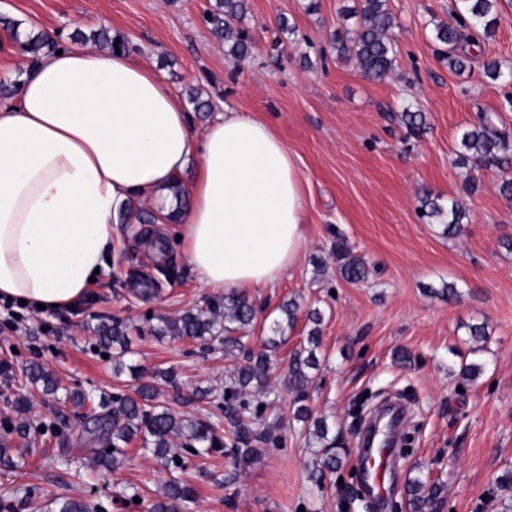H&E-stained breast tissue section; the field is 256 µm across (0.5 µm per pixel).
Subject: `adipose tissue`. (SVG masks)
Instances as JSON below:
<instances>
[{"label": "adipose tissue", "mask_w": 512, "mask_h": 512, "mask_svg": "<svg viewBox=\"0 0 512 512\" xmlns=\"http://www.w3.org/2000/svg\"><path fill=\"white\" fill-rule=\"evenodd\" d=\"M179 224L198 282L270 288L297 263L306 208L295 154L267 122L225 111L196 135L181 97L127 53L66 48L24 68L0 106V301L69 308L112 251V221L188 164Z\"/></svg>", "instance_id": "1"}]
</instances>
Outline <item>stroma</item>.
Instances as JSON below:
<instances>
[{"mask_svg":"<svg viewBox=\"0 0 512 512\" xmlns=\"http://www.w3.org/2000/svg\"><path fill=\"white\" fill-rule=\"evenodd\" d=\"M316 11H308L309 2ZM215 0H0V17L21 28L68 38L74 29L111 28L129 39L132 56L186 95L203 92L210 112L190 113L196 133L225 109L250 112L269 122L296 155L304 188L306 244L299 263L275 287L247 290L257 315L246 343L259 349L276 338V400L263 423H278L286 445L258 444L254 461L232 469L221 454L187 461L183 473L197 496L190 512H365L346 503L355 484L357 434L350 409L360 395L384 390L402 394L414 417L411 443L390 501L406 504L411 480L443 487L441 512H512V492L496 480L512 471V201L499 187L512 171L456 165L458 136L478 115L493 117L512 133V82L482 75L480 61L454 72L440 60L434 28L455 24L456 0H388L394 16L395 68L384 81L363 77L340 54L336 32L352 29L356 0H248L242 25L252 41L245 59L229 55L204 18ZM482 59L512 67V0H502ZM422 112L412 131L404 109ZM457 201L469 215L455 236L423 218L422 195ZM107 273L74 309L23 310L14 329L0 330V438L26 455L17 469L0 468V498L14 512H47L57 497L103 504L106 512H149L162 493L160 463L134 452L124 468L100 474L89 467L95 442L84 431L88 407L66 395L92 399L133 393L175 368L183 394L223 388L242 354L223 346L151 334L160 319L205 307L216 292L201 287L173 240L172 223L116 224ZM170 244L175 276L158 273L157 242ZM344 242L370 269L365 281L336 274V244ZM454 284L455 299L436 291ZM299 305L293 326H284L282 303ZM320 311L321 367L306 404L311 419L292 417L294 394L285 385L288 364L312 328L309 311ZM130 324L129 371L114 375L111 359L96 350V325ZM482 324L486 338L474 351L469 326ZM477 356L484 371L475 382L459 374ZM39 363L53 373L58 390L27 385L24 371ZM26 399L18 413L17 399ZM326 419L346 457L323 482L310 476L318 445L313 421ZM55 422L54 431L27 442L19 421ZM138 502H131L130 493Z\"/></svg>","mask_w":512,"mask_h":512,"instance_id":"1","label":"stroma"}]
</instances>
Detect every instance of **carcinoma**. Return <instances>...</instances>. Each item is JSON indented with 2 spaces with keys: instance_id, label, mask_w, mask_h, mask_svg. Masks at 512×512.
<instances>
[{
  "instance_id": "1",
  "label": "carcinoma",
  "mask_w": 512,
  "mask_h": 512,
  "mask_svg": "<svg viewBox=\"0 0 512 512\" xmlns=\"http://www.w3.org/2000/svg\"><path fill=\"white\" fill-rule=\"evenodd\" d=\"M500 0H459L458 26L438 24L434 30L437 42L448 47L444 59L448 68L460 71L472 63L475 55L472 50L481 48V41L492 37L496 26L495 13ZM246 12L245 0H216L205 22L212 33L228 46V53L244 58L250 52L247 32L240 27ZM357 24L352 36L338 39L340 53L346 52L356 59L364 77L372 81H383L392 73L396 61V45L391 35L394 20L387 8V0H359L353 9ZM74 43L93 42L112 53L116 50H130L129 41L123 36L112 35V30L101 27L90 35L76 29L69 35ZM21 50L30 61L54 52L64 44L44 30H31L18 39ZM460 151L456 164L464 166L474 159L485 167L512 168V137L499 131L491 118L481 116L478 122L463 130L459 138ZM421 209L429 218L444 222V233L456 234L466 219L465 211L454 201L443 206L425 194L421 198ZM339 265L337 272L350 282H360L367 278L368 269L363 260L351 255L343 246L336 251ZM256 309L242 294H226L209 300L204 309H187L174 320L163 319L153 332L174 340L190 339L203 345L215 342L224 345V352L233 349L243 350L242 337L235 332L252 323ZM131 326L114 319L110 324L97 325L95 332L99 344L113 349V361L123 364L129 344L128 331ZM321 344L320 330L315 328L307 336V346L294 353L288 365L287 384L295 392L294 418L304 421L309 412L303 401L311 381L310 371L319 367L316 351ZM277 346L276 339L270 337L264 349L246 354L245 363L234 368L224 380L222 402L217 405L219 414L211 415L203 421L191 413L176 412L160 400L161 392L154 384H142L136 389V396L115 394L112 396V418L104 417L99 422L102 447L92 449L93 463L110 472L123 465L129 454V445L137 439L142 442L140 451L150 453L159 459L163 467L173 472L185 469L189 457L207 458L216 451H224V457L231 460L238 469L251 463L256 457L254 443L260 442L281 448L286 436L269 427L257 433L250 420L260 419L264 402L246 396V390L266 395L271 392L268 381L271 359L268 351ZM26 376L33 386H42L44 392L57 389V381L52 373L39 364L26 369ZM233 427L232 441L219 432L222 421ZM330 427L325 420L314 422V436L321 448L316 451L312 476L321 480L326 474L335 471L341 462L336 439L328 438ZM408 507L411 512H435L440 502V488L416 478L410 482ZM195 501L194 489L182 479L173 475L162 484V500L150 505V512H185L188 504ZM48 512H102V506L80 498H57L48 505Z\"/></svg>"
}]
</instances>
